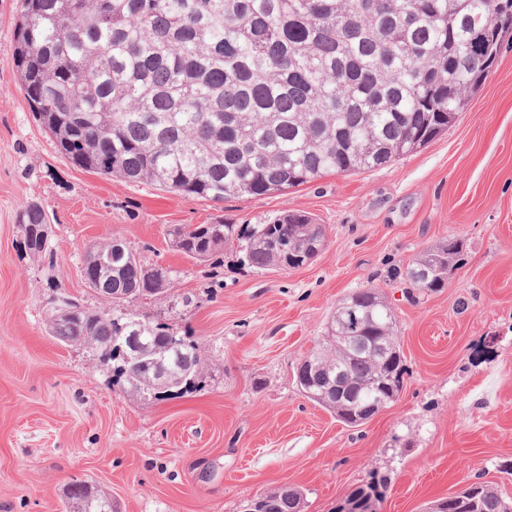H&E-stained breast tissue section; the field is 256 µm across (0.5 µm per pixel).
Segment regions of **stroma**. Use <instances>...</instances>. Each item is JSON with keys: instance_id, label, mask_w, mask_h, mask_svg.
Wrapping results in <instances>:
<instances>
[{"instance_id": "stroma-1", "label": "stroma", "mask_w": 512, "mask_h": 512, "mask_svg": "<svg viewBox=\"0 0 512 512\" xmlns=\"http://www.w3.org/2000/svg\"><path fill=\"white\" fill-rule=\"evenodd\" d=\"M22 0H0V512H66L82 481L115 512H238L294 485L306 512H334L371 474L377 512H424L474 479L512 498V43L456 123L394 163L329 174L289 190L217 204L71 165L37 121L13 69ZM43 206L55 267L19 247L20 202ZM311 214L328 242L292 270L209 262L171 249L173 224H257ZM121 238L169 268L167 297L131 310L200 345L202 390L146 401L111 368L49 336L53 297L111 310L81 276L85 244ZM458 240L444 288L402 271ZM377 286L393 307L408 372L398 399L351 428L306 399L296 368L337 302Z\"/></svg>"}]
</instances>
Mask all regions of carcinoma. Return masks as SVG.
<instances>
[{
	"mask_svg": "<svg viewBox=\"0 0 512 512\" xmlns=\"http://www.w3.org/2000/svg\"><path fill=\"white\" fill-rule=\"evenodd\" d=\"M498 0H23L14 29L19 86L57 150L72 165L186 198H251L327 174L383 168L447 131L498 60L512 25ZM32 259H52V225L41 205L15 214ZM326 226L295 211L259 224H175V250L210 261L234 241L240 263L296 269L325 242ZM123 248L112 269L100 260ZM448 240L406 268L424 269L433 291L459 262ZM81 276L112 312L66 294L55 298L51 336L103 366L135 344L123 382L149 401L202 388L199 345L153 325L125 304L165 296L170 270L148 265L119 238L84 248ZM342 302L364 313L368 349L340 341V308L304 357L296 383L344 424L390 396L407 373L395 314L377 287ZM77 512H112V498L84 482L66 488ZM264 512H305L300 487L257 494ZM448 512H512L497 487L476 481Z\"/></svg>",
	"mask_w": 512,
	"mask_h": 512,
	"instance_id": "1",
	"label": "carcinoma"
}]
</instances>
